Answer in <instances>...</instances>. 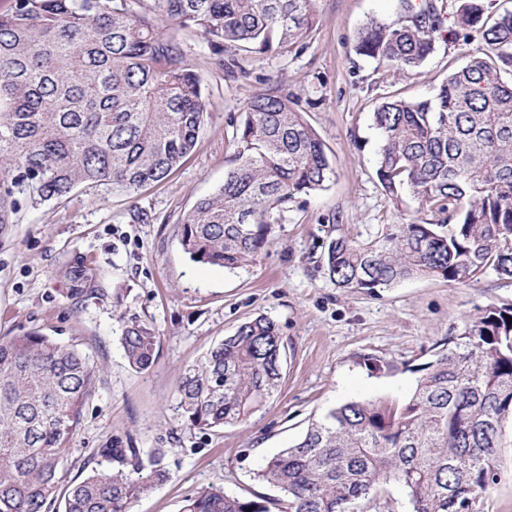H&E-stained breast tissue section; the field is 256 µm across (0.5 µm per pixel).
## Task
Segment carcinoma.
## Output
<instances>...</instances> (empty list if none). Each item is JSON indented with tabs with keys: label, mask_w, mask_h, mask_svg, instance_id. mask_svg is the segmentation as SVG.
Listing matches in <instances>:
<instances>
[{
	"label": "carcinoma",
	"mask_w": 512,
	"mask_h": 512,
	"mask_svg": "<svg viewBox=\"0 0 512 512\" xmlns=\"http://www.w3.org/2000/svg\"><path fill=\"white\" fill-rule=\"evenodd\" d=\"M454 35L479 43L434 96L386 97L373 112L381 136L376 175L397 203L408 196L442 223L390 224L373 240L346 235L327 248L338 288L373 294L411 279L469 284L492 270L512 278V11L484 16L457 0ZM315 0H14L0 13V236L19 214L79 188L135 190L167 178L195 148L207 103L183 43L159 13L210 44L254 54L303 44ZM398 17L369 20L355 52L412 75L434 51L437 0H398ZM233 166L199 199L180 244L202 264L257 261L285 204L335 175L298 99L269 81L236 126ZM122 346L137 371L155 362V330L133 321ZM281 338L258 315L181 377L184 423L220 429L246 421L277 391ZM401 404L346 402L311 422L256 478L282 493L279 512H475L500 479L503 427L512 419V307L488 305L417 368ZM97 369L73 345L33 331L0 337V512H132L170 478L166 451L100 448L117 463L64 486L71 442ZM181 512H271L261 497L199 488Z\"/></svg>",
	"instance_id": "obj_1"
}]
</instances>
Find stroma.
<instances>
[{
    "mask_svg": "<svg viewBox=\"0 0 512 512\" xmlns=\"http://www.w3.org/2000/svg\"><path fill=\"white\" fill-rule=\"evenodd\" d=\"M396 0H316L317 24L302 49L249 55L225 48L242 73L228 76L207 41L185 38L187 58L206 93L207 117L195 149L162 182L125 191L101 184L26 209L0 238V336L37 331L75 345L100 370L65 464L68 481L90 471L100 448H163L169 481L133 512H180L201 487L269 499L277 488L255 474L294 444L313 418L345 402H404L415 367L494 303L512 305V279L489 272L470 284L412 279L376 294L329 280L324 258L338 233L367 240L418 216L396 206L376 176L380 135L373 111L382 97L429 98L461 65L466 45L446 23L434 52L412 76L393 79L385 62L357 55L358 30L395 16ZM299 99L335 170L322 190L289 203L260 258L228 271L190 260L179 242L182 216L224 181L233 135L249 98L267 80ZM147 220L135 218V210ZM80 261L85 274L66 269ZM265 314L282 339L277 392L242 424L202 430L176 409L182 375L244 321ZM154 327V365L132 369L121 344L127 322ZM390 362L373 372L365 355ZM497 485L478 512H512V422L505 426Z\"/></svg>",
    "mask_w": 512,
    "mask_h": 512,
    "instance_id": "35a3bbf8",
    "label": "stroma"
}]
</instances>
